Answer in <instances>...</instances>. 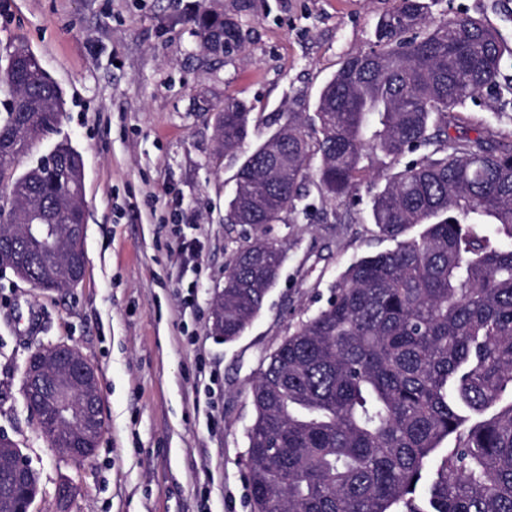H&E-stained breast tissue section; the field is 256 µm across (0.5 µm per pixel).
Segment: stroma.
<instances>
[{"instance_id":"35a3bbf8","label":"stroma","mask_w":512,"mask_h":512,"mask_svg":"<svg viewBox=\"0 0 512 512\" xmlns=\"http://www.w3.org/2000/svg\"><path fill=\"white\" fill-rule=\"evenodd\" d=\"M227 0H0V65L28 48L63 89L56 133L22 173L66 139L84 160L86 270L62 292L0 272V433L37 471L43 512L69 484L68 512H254L242 463L255 418L250 391L263 355L326 306L356 259L384 250L362 182L360 204L327 214L318 195L295 224H268L280 280L237 341L211 331L214 290L245 226L224 221L239 162L218 157L205 105L232 95L252 106L257 144L288 113L311 117L342 61L375 41L396 0H256L250 39L227 63L203 56L193 23ZM434 17L466 13L503 38L512 80V0H427ZM454 137L512 135V112L480 96ZM182 202L172 209L171 199ZM200 242L179 248L175 226ZM75 345L101 381L104 432L91 459L50 447L22 393L31 353Z\"/></svg>"}]
</instances>
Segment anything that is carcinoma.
Masks as SVG:
<instances>
[{
	"label": "carcinoma",
	"instance_id": "cac0c4a2",
	"mask_svg": "<svg viewBox=\"0 0 512 512\" xmlns=\"http://www.w3.org/2000/svg\"><path fill=\"white\" fill-rule=\"evenodd\" d=\"M255 0L194 19L224 59L247 40ZM501 38L481 19L436 20L423 0H398L375 45L347 57L319 92L316 122L296 112L247 151L233 176L225 223L297 222L316 187L322 201L360 203L368 176L379 235L394 247L355 260L326 307L300 321L262 362L243 463L256 512H512V140L454 138L460 109L486 92L504 112ZM11 95L0 119V255L47 291L70 284L29 236L55 223L61 258L86 262L60 208L83 194L82 155L67 141L21 175L14 160L58 126L62 90L27 49L7 59ZM254 122L224 97L219 152L235 156ZM291 220H286V215ZM281 246L244 238L224 265V341L259 316L279 280ZM40 430L62 439L54 409ZM455 445L438 457L443 441ZM15 460L0 453V512H17Z\"/></svg>",
	"mask_w": 512,
	"mask_h": 512
}]
</instances>
